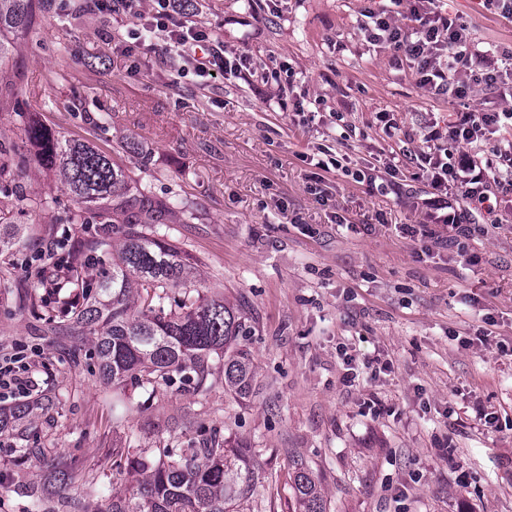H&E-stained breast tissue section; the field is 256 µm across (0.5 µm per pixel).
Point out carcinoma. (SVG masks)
<instances>
[{
    "instance_id": "cac0c4a2",
    "label": "carcinoma",
    "mask_w": 512,
    "mask_h": 512,
    "mask_svg": "<svg viewBox=\"0 0 512 512\" xmlns=\"http://www.w3.org/2000/svg\"><path fill=\"white\" fill-rule=\"evenodd\" d=\"M38 0H0V79L13 45L4 33L23 35L32 25ZM38 148V161L55 168L64 189L77 205L69 218L76 224L82 209L95 211L98 227L80 247L57 243L58 249L40 260L38 281L79 293L83 302L50 300L81 334L91 337L93 355L104 381L114 385L134 380L142 386L190 381L201 389L211 361L224 360V390L236 399L254 394L256 369L251 354L239 344L249 334L246 311L219 295L181 298L170 294L187 279L189 266L181 250L170 243L168 224L177 210L187 211L178 199L154 195L137 185L128 172L99 149L71 142L37 123L26 128ZM12 197L0 206V282L10 287L11 256L20 241L14 215L41 207L17 189L0 186ZM111 256L99 279L83 276L87 258ZM262 474L250 451L227 447L217 436L202 440L189 456L169 458L136 472L132 494L112 495L98 512H238ZM76 476L54 473L52 483L64 493ZM295 512H326L323 495L309 469L294 466Z\"/></svg>"
}]
</instances>
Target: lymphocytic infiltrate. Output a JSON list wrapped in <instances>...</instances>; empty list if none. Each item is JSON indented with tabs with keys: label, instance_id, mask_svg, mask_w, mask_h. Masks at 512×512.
<instances>
[{
	"label": "lymphocytic infiltrate",
	"instance_id": "obj_1",
	"mask_svg": "<svg viewBox=\"0 0 512 512\" xmlns=\"http://www.w3.org/2000/svg\"><path fill=\"white\" fill-rule=\"evenodd\" d=\"M151 11L140 0H88L89 9L102 15L130 18L129 32L137 46L164 44L178 52L204 79L241 72L240 58H228L223 44L191 25L178 0H154ZM393 9L365 12L359 29L367 42L389 49L405 60L416 86L434 98L463 100L476 90L493 89L512 96V64L498 67L478 50L468 26L442 12L439 0H392ZM405 6L397 18V6ZM512 127V104L498 109L458 112L446 131L432 130L425 137L429 147L412 159L426 172L433 188L425 206L438 222L455 231L459 253H466L473 227V211L489 209L492 196L512 191V144H491L490 136ZM486 143L484 154L469 152L472 144ZM460 153H453V146ZM35 366L24 353L0 354V392L29 396Z\"/></svg>",
	"mask_w": 512,
	"mask_h": 512
}]
</instances>
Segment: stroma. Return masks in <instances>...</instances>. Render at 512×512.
<instances>
[{
    "label": "stroma",
    "mask_w": 512,
    "mask_h": 512,
    "mask_svg": "<svg viewBox=\"0 0 512 512\" xmlns=\"http://www.w3.org/2000/svg\"><path fill=\"white\" fill-rule=\"evenodd\" d=\"M390 0H189L186 13L226 51L263 64L203 81L165 49L122 54L125 17L82 10L57 22L45 5L0 89V140L18 157L0 180L47 200L21 216L29 249L49 222L80 245L92 225L58 173L35 160L34 119L88 142L159 196L186 201L169 234L195 265L177 294L242 306L240 342L256 367L244 401L214 361L204 390L104 383L88 337L51 332L46 290L24 261L0 288V352L38 355L34 399L55 407L0 435V512H102L130 492L137 463L190 454L202 435L249 446L262 472L245 512H292L294 462L305 463L327 512H512V192L477 215L467 255L449 245L419 197L426 178L382 193L354 181L384 169L394 148L377 120L393 115L408 151L430 125L494 94L436 99L407 64L368 43L362 13ZM480 50L512 48V24L481 0H443ZM309 113L298 116L296 103ZM103 119L107 130L93 125ZM341 166L323 170V156ZM380 357L388 371L363 368ZM42 449L20 457V445ZM74 470L68 495L47 486ZM41 488V500L30 497Z\"/></svg>",
    "instance_id": "1"
}]
</instances>
